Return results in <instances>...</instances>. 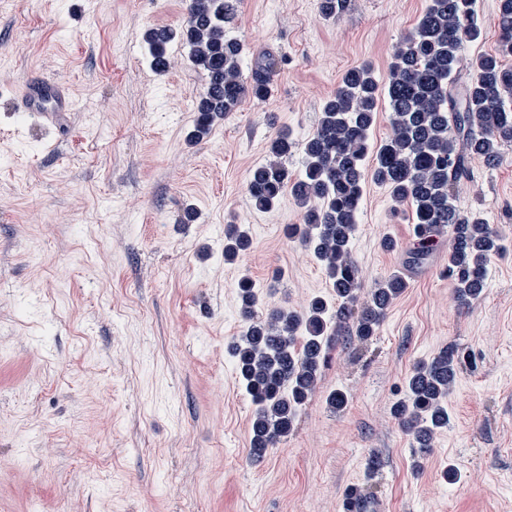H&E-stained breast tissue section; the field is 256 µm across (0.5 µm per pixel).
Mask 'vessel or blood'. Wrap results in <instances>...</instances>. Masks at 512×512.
I'll list each match as a JSON object with an SVG mask.
<instances>
[{
	"label": "vessel or blood",
	"mask_w": 512,
	"mask_h": 512,
	"mask_svg": "<svg viewBox=\"0 0 512 512\" xmlns=\"http://www.w3.org/2000/svg\"><path fill=\"white\" fill-rule=\"evenodd\" d=\"M74 106L67 89L47 76L26 82L14 102L16 111L29 113L34 122L46 129L57 126L62 116Z\"/></svg>",
	"instance_id": "obj_1"
}]
</instances>
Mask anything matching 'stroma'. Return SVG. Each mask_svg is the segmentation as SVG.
<instances>
[{
    "label": "stroma",
    "instance_id": "stroma-1",
    "mask_svg": "<svg viewBox=\"0 0 512 512\" xmlns=\"http://www.w3.org/2000/svg\"><path fill=\"white\" fill-rule=\"evenodd\" d=\"M430 0H240L241 64L275 56L267 101L245 100L187 139L205 81L178 41L157 71L144 39L177 29L187 0H0V512H342L351 487L371 512H512V145L473 162L456 204L503 238L483 297L458 310L450 236L420 262L409 206L364 190L351 254L361 299L390 274L404 292L372 341L337 344L287 439L250 454L255 407L227 345L243 329L237 283L257 315L304 312L330 291L284 227V196L256 210L247 181L278 131L303 140L350 68L386 77ZM481 35L463 61L498 51L497 0H475ZM56 77L77 102L52 133L15 111L21 86ZM197 220L182 223L186 208ZM252 242L224 260V228ZM398 242L382 249L383 238ZM455 344L463 366L450 423L423 466L392 416L420 362ZM347 404L332 410L328 397ZM381 465L370 472L368 461ZM455 467L458 481L445 472Z\"/></svg>",
    "mask_w": 512,
    "mask_h": 512
}]
</instances>
